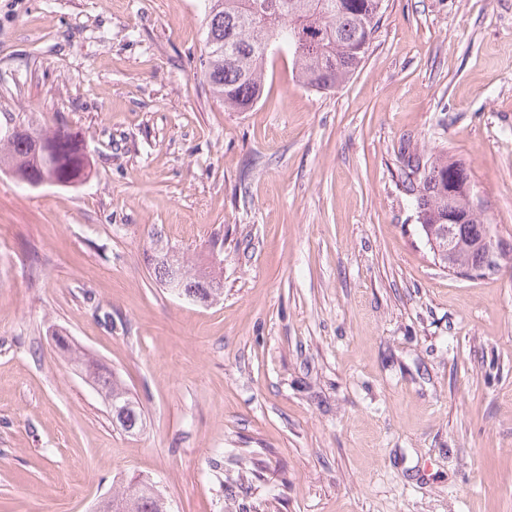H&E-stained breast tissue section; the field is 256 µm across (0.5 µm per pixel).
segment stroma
Segmentation results:
<instances>
[{
  "mask_svg": "<svg viewBox=\"0 0 512 512\" xmlns=\"http://www.w3.org/2000/svg\"><path fill=\"white\" fill-rule=\"evenodd\" d=\"M203 19L0 0V137L62 124L91 161L74 186L0 170V512H94L136 475L171 512H512V263L440 267L403 186L447 152L512 242V0H385L346 83L273 56L246 112L201 77ZM159 248L219 260L223 294H171ZM91 368V372L89 373L93 381L95 382L98 390L103 395L105 401L112 398V403L124 404L126 402H131L132 399L129 396L126 389L121 385V383L112 376V372L109 371L106 367L102 366L99 363H93Z\"/></svg>",
  "mask_w": 512,
  "mask_h": 512,
  "instance_id": "stroma-1",
  "label": "stroma"
}]
</instances>
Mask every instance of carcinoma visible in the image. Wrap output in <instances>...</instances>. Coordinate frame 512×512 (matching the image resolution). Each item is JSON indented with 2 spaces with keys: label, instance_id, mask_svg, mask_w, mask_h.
I'll return each mask as SVG.
<instances>
[{
  "label": "carcinoma",
  "instance_id": "1",
  "mask_svg": "<svg viewBox=\"0 0 512 512\" xmlns=\"http://www.w3.org/2000/svg\"><path fill=\"white\" fill-rule=\"evenodd\" d=\"M384 0H207L205 3V54L201 76L214 97L233 112H245L261 98L265 67L277 45L291 57L299 81L316 90L336 88L353 75L369 49L378 27ZM52 143L43 161L49 178L61 185L83 181L89 166L86 146L64 125L17 130L0 147V165L23 181L38 163L35 139ZM459 162L437 156L420 163L413 156L410 172H421L419 182L409 183L413 205L440 215L448 205L464 211L462 198L451 192L453 168ZM186 279L196 285L197 300L207 302L223 292L222 276L215 270L190 272L180 263ZM90 375L104 399L117 404L131 401L126 389L99 363ZM163 491L143 478L129 480L112 493V501L125 502V512H165Z\"/></svg>",
  "mask_w": 512,
  "mask_h": 512
}]
</instances>
